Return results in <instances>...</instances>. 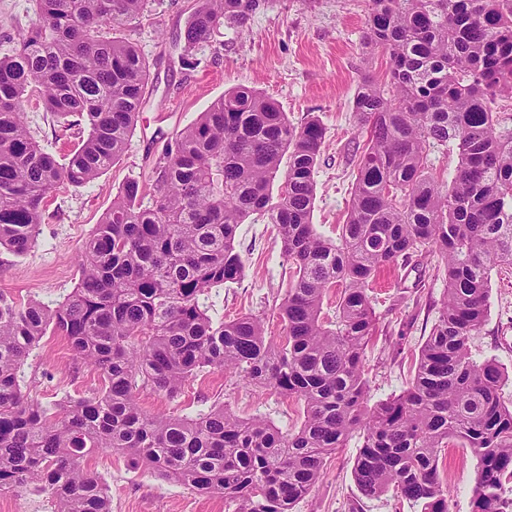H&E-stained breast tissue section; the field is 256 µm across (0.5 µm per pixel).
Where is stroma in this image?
Instances as JSON below:
<instances>
[{
	"label": "stroma",
	"mask_w": 512,
	"mask_h": 512,
	"mask_svg": "<svg viewBox=\"0 0 512 512\" xmlns=\"http://www.w3.org/2000/svg\"><path fill=\"white\" fill-rule=\"evenodd\" d=\"M199 0H148L138 23L125 35L150 64L151 76L134 132L121 160L94 182L75 187L58 184L48 199L46 218L34 248L24 256L0 255V293L24 301H61L79 278L78 260L90 234L112 199L128 180H138L144 204L153 200L152 148L157 134L174 135L198 119L229 87L242 85L274 98L293 123L319 117L324 147L315 176L312 222L319 234L336 239L345 221L357 159L364 145L357 131L353 98L363 76L387 79L389 59L365 48L369 0H269L253 18L249 33L221 29L211 45L196 48L198 66L182 59L186 22ZM36 0H0V54L26 33L36 19ZM25 122L46 151L62 156L78 141L76 131L59 132L38 95L25 102ZM237 242L245 276L212 289L204 304L213 320L256 314L267 333L282 338L275 307L290 280L289 266L271 225H242ZM437 253H417L388 271L392 288L375 305L377 336L366 352L372 400L402 392L413 374L419 349L437 318L445 283ZM476 359L495 358L512 374V270L494 269L488 318L471 340ZM23 390L29 398L55 408L102 386L93 368L78 365L68 343L46 335L29 356ZM141 407L152 414L193 417L216 403L242 418L262 417L282 430L297 429L303 404L275 389L242 380L232 372L203 373L180 394L169 397L140 390ZM359 437L330 455L316 489L293 512H416L394 494L366 498L352 474ZM449 512H472L478 461L467 448L445 451ZM87 468L106 486L112 512H233L222 496L204 495L135 467L126 455L111 451L88 458Z\"/></svg>",
	"instance_id": "obj_1"
}]
</instances>
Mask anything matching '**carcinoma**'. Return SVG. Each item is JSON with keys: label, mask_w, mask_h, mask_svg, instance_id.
Instances as JSON below:
<instances>
[{"label": "carcinoma", "mask_w": 512, "mask_h": 512, "mask_svg": "<svg viewBox=\"0 0 512 512\" xmlns=\"http://www.w3.org/2000/svg\"><path fill=\"white\" fill-rule=\"evenodd\" d=\"M147 0H37V18L0 56V249L27 254L61 182L90 183L122 156L143 104L149 66L114 31ZM267 0H200L186 25V65L222 28L242 30ZM364 45L389 58V84L363 80L354 122L367 133L339 237L311 224L324 127L292 123L272 98L224 92L199 119L155 141L154 199L140 183L115 195L88 239L79 281L51 306L0 293V490L34 486L54 512H112L84 466L111 450L234 512H292L353 433L361 494L393 492L420 512H448L439 467L449 446L478 459L473 512H512V404L494 359L470 339L488 317L491 271L512 269V0H370ZM87 131L57 159L31 135L25 96ZM455 146L446 183L429 173L435 148ZM286 170H281L282 163ZM283 180L273 188L278 173ZM267 221L294 269L279 304L286 336L263 318L214 321L201 297L240 280L241 225ZM429 248L446 291L408 387L370 402L364 355L376 335L371 283ZM341 288L336 324L321 318ZM103 378L101 390L50 413L23 392V366L47 331ZM233 371L303 402L282 432L218 405L195 417L145 413L137 391L173 397L202 372Z\"/></svg>", "instance_id": "cac0c4a2"}]
</instances>
